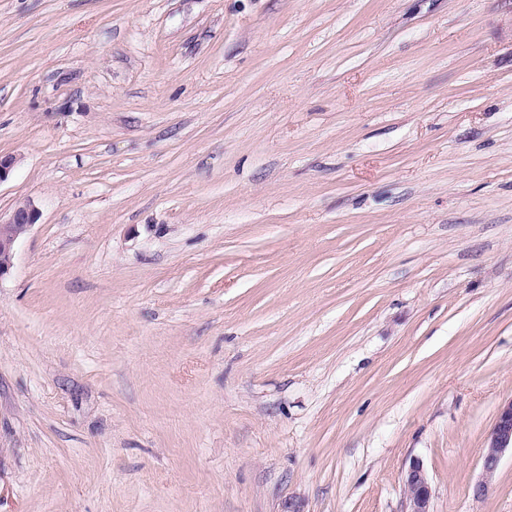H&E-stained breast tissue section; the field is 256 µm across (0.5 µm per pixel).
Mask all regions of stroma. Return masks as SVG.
<instances>
[{"label":"stroma","mask_w":512,"mask_h":512,"mask_svg":"<svg viewBox=\"0 0 512 512\" xmlns=\"http://www.w3.org/2000/svg\"><path fill=\"white\" fill-rule=\"evenodd\" d=\"M0 512H512V0H0ZM39 212L29 199L19 201L3 216L0 212V279L13 268L15 245L36 224ZM486 448L482 457L481 478L473 487V494L477 498L485 496L488 492L505 452L510 449L512 453V399L500 406ZM405 512H432L431 485L422 461L413 459L402 477Z\"/></svg>","instance_id":"obj_1"}]
</instances>
